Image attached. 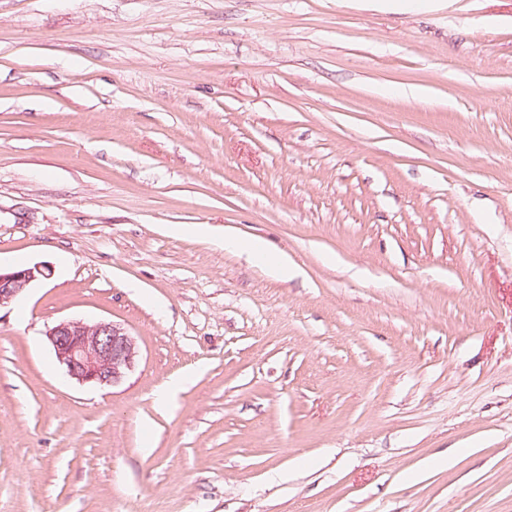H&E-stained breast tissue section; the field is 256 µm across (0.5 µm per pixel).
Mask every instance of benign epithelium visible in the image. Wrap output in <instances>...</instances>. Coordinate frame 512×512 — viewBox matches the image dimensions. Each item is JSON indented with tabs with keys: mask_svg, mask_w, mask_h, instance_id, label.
<instances>
[{
	"mask_svg": "<svg viewBox=\"0 0 512 512\" xmlns=\"http://www.w3.org/2000/svg\"><path fill=\"white\" fill-rule=\"evenodd\" d=\"M51 274L47 267H0V307L25 293L38 278ZM46 336L58 366L82 384L115 386L135 367L138 347L120 326L98 321H61Z\"/></svg>",
	"mask_w": 512,
	"mask_h": 512,
	"instance_id": "benign-epithelium-1",
	"label": "benign epithelium"
}]
</instances>
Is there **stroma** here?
<instances>
[{
  "instance_id": "obj_1",
  "label": "stroma",
  "mask_w": 512,
  "mask_h": 512,
  "mask_svg": "<svg viewBox=\"0 0 512 512\" xmlns=\"http://www.w3.org/2000/svg\"><path fill=\"white\" fill-rule=\"evenodd\" d=\"M0 266V512H512V0H0ZM50 274V269L43 266L13 268L0 266V308L25 293L39 277L47 278ZM46 336L58 366L82 384L113 387L121 383L139 354L134 337L108 321H61Z\"/></svg>"
}]
</instances>
